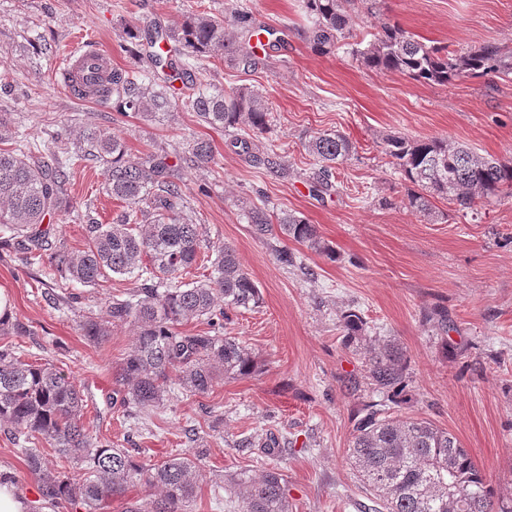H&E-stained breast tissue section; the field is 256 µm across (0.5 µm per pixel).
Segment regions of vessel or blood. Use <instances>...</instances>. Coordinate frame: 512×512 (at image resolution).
Returning a JSON list of instances; mask_svg holds the SVG:
<instances>
[{
  "label": "vessel or blood",
  "instance_id": "obj_1",
  "mask_svg": "<svg viewBox=\"0 0 512 512\" xmlns=\"http://www.w3.org/2000/svg\"><path fill=\"white\" fill-rule=\"evenodd\" d=\"M61 80L68 90L95 101L110 89L112 55L95 41H87L69 51L57 63Z\"/></svg>",
  "mask_w": 512,
  "mask_h": 512
}]
</instances>
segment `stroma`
I'll return each instance as SVG.
<instances>
[{"instance_id": "1", "label": "stroma", "mask_w": 512, "mask_h": 512, "mask_svg": "<svg viewBox=\"0 0 512 512\" xmlns=\"http://www.w3.org/2000/svg\"><path fill=\"white\" fill-rule=\"evenodd\" d=\"M232 20L239 10L251 28L235 27L236 56L210 59L202 80L231 92L266 94L271 121L241 156L224 132L176 108L152 120L118 115L111 101L84 102L67 93L58 59L80 38H95L114 67L137 64L124 25L176 27L196 0H0V112L13 129L59 155L77 151L84 130L99 126L125 143L130 158L151 145L182 150L204 138L212 161L181 169V185L212 246L235 248L261 292L258 307L232 313L228 335L257 358L256 371L225 379L209 394L170 399L151 415L130 419L112 406V372L131 346V325L113 326L99 344L79 330L82 314H105L114 296L135 288L116 277L81 290L68 305L47 274L26 268L0 228V301L25 360H49L84 393L85 427L101 439L127 443L139 461L199 456L204 479L190 512H238L237 482L278 468L290 512H362L371 494L347 458L364 406L385 415L425 418L455 435L494 486L512 499V198L459 211L433 198L447 220L432 223L405 208L409 186L385 152L391 135L441 138L512 165V82L462 78L447 86L365 67L355 43L381 24L427 44L463 51L486 41L512 44V0H373L352 10L350 35L330 54L308 41L304 0H203ZM262 29L261 38L250 29ZM259 56L258 67L245 53ZM338 131L353 143L333 187L310 191L317 161L306 144ZM282 168H267L268 156ZM69 213L57 216L50 246L84 249L93 224L121 209L106 191L102 166L76 161ZM268 201L315 224L335 259L294 246V265L276 258L283 237L256 236L245 213ZM448 313L440 332L425 315ZM359 312L367 342L398 340L406 349V389L389 401L373 391L366 353L346 346L339 317ZM274 435V453L244 448L250 437Z\"/></svg>"}]
</instances>
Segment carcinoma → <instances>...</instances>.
<instances>
[{"label": "carcinoma", "instance_id": "1", "mask_svg": "<svg viewBox=\"0 0 512 512\" xmlns=\"http://www.w3.org/2000/svg\"><path fill=\"white\" fill-rule=\"evenodd\" d=\"M306 2L312 16L311 46L321 54L335 51L349 31L347 6L357 0ZM232 46L224 20L197 5L176 28L149 35L146 47L132 52L151 61V68L113 71L112 97L118 110L146 119L171 111L177 103L168 93L169 84L188 82L203 69L205 59ZM353 55L368 68L427 84L447 85L460 76L512 79V48L507 45L487 42L458 54L420 42L396 26H381L367 43H357ZM182 108L213 129L227 131L246 123L260 134L271 115L264 93L248 87L229 94L219 87L199 88ZM2 140L11 147L0 148V225L13 232L14 249L24 264L47 267L72 303L80 299L70 291L76 284L94 287L114 275L140 281L124 298L112 300L106 317L90 313L80 320L84 337L93 343L110 336L116 323L133 325L132 345L115 373L113 389V400L120 401L128 416L159 409L174 385L187 397L202 396L225 377L254 371L255 354L236 337L224 335L228 312L255 308L260 301L259 288L235 251L227 245L218 248L206 279L182 281L206 257L208 245L178 182L177 168L211 162L208 141L195 140L177 164L169 163L168 152L160 146L131 160L123 142L104 128L92 129L81 153L102 164L106 190L123 210L110 224L90 225L84 249L70 251L61 245L48 254L45 244L55 228L45 220L66 208L72 159L48 160L37 146L17 140L4 112ZM385 144L412 184L406 207L427 221L444 217L429 200L432 195L460 210L473 208L478 200L512 197V166L490 156L438 138L391 135ZM306 149L320 163L312 180L322 192L331 187L336 165L349 159L353 145L340 133H321ZM246 218L261 236L270 234L276 223L288 240L336 259L316 225L303 216L255 206ZM199 320L209 329L180 331ZM340 327L353 343L364 332L363 317L348 309L340 315ZM368 365L375 389L401 394L407 357L398 340L370 348ZM83 411V395L63 369L0 348V430L18 444H46L62 461L82 470L70 477L48 467L40 449H25L37 491L29 512H73L80 505L94 512L135 485L152 494L126 512H184L203 481L200 464L182 456L143 464L129 449L92 436L83 424ZM349 451L352 466L383 512H512L509 503L493 509L495 489L470 453L453 434L428 420L393 419L371 409L357 422ZM240 512H288L286 483L277 468L240 481Z\"/></svg>", "mask_w": 512, "mask_h": 512}]
</instances>
